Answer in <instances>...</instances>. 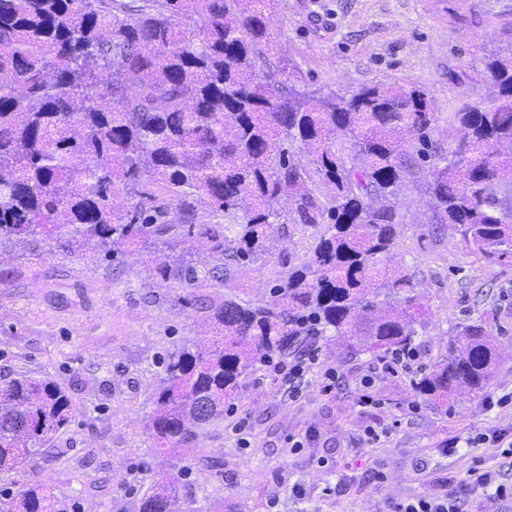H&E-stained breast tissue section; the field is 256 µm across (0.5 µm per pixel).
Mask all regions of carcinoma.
Segmentation results:
<instances>
[{
    "label": "carcinoma",
    "mask_w": 512,
    "mask_h": 512,
    "mask_svg": "<svg viewBox=\"0 0 512 512\" xmlns=\"http://www.w3.org/2000/svg\"><path fill=\"white\" fill-rule=\"evenodd\" d=\"M271 23L269 0H0V245L64 234L123 264L129 247L176 228L156 204L160 192L224 263L161 261L163 276L195 286L267 253L284 229L276 204L286 191L302 224L325 225L266 299H224L210 338L163 359L150 424L162 456L199 447L241 379L305 336H360L373 353L412 349L425 305L408 273L383 264L397 225L392 199L417 168L406 143L435 160L429 223L453 227L490 264L512 258V153L498 151L512 144V52L487 58L497 94L456 113L464 137L446 150L420 89L319 98L284 89L263 56ZM290 141L314 158H294ZM121 193L136 203L118 216ZM200 210L224 223H196ZM496 365L493 326L467 319L414 387L446 406L466 388L483 391ZM72 415L53 381L0 383V471L29 461ZM178 491L162 476L139 512H179ZM7 512L68 509L32 487Z\"/></svg>",
    "instance_id": "cac0c4a2"
}]
</instances>
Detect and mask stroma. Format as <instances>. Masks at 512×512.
<instances>
[{
    "instance_id": "1",
    "label": "stroma",
    "mask_w": 512,
    "mask_h": 512,
    "mask_svg": "<svg viewBox=\"0 0 512 512\" xmlns=\"http://www.w3.org/2000/svg\"><path fill=\"white\" fill-rule=\"evenodd\" d=\"M477 6L479 27L454 13ZM512 43V0H275L267 59L286 85L345 94L363 85L417 87L438 120L434 133L455 146L463 103L491 96L489 55ZM397 233L386 258L402 267L428 310L411 370H381L382 356L308 336L277 366L242 383L224 422L201 448L161 463L149 429L162 359L191 345L225 296L260 301L311 254L321 226L300 224L292 198L287 224L257 262L226 281L189 288L158 273L156 245L125 264L98 250L48 240L0 249V376L28 373L61 385L74 407L70 425L31 462L0 473V512L16 491L46 487L70 512H138L160 472L177 476L183 512H393L468 476L474 464L512 484V457L497 448L448 441L512 426V261L489 264L452 228L429 222L425 171L397 192ZM490 313L498 363L488 387L441 409L411 381L448 353L458 323ZM304 367L288 379L283 368ZM376 406L364 408L361 395ZM379 431L370 442L366 433Z\"/></svg>"
}]
</instances>
